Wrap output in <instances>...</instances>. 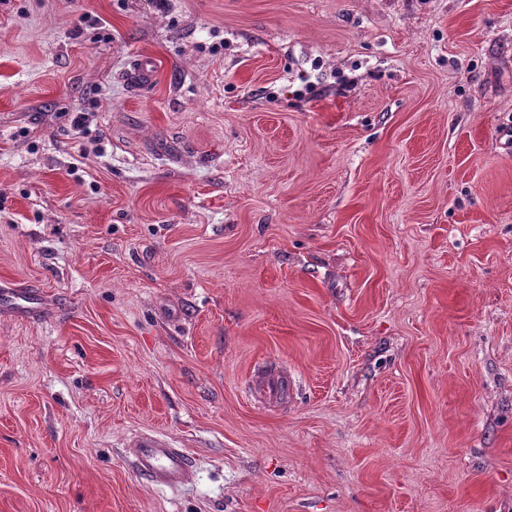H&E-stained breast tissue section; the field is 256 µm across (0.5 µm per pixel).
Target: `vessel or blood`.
<instances>
[{"label":"vessel or blood","instance_id":"b4317fda","mask_svg":"<svg viewBox=\"0 0 512 512\" xmlns=\"http://www.w3.org/2000/svg\"><path fill=\"white\" fill-rule=\"evenodd\" d=\"M37 305L35 295L14 288L0 289V309L32 310ZM127 454L137 474L159 488H178L184 485L192 470V461L182 449L160 436L135 439Z\"/></svg>","mask_w":512,"mask_h":512}]
</instances>
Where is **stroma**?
<instances>
[{
	"instance_id": "1",
	"label": "stroma",
	"mask_w": 512,
	"mask_h": 512,
	"mask_svg": "<svg viewBox=\"0 0 512 512\" xmlns=\"http://www.w3.org/2000/svg\"><path fill=\"white\" fill-rule=\"evenodd\" d=\"M0 286V512H512V0H0ZM156 68L152 60L137 56L133 59L130 74L136 84L150 85L155 78ZM37 298L30 293H24L14 288L0 289V309L2 310H33ZM137 474L159 488H178L189 479L192 461L181 448L160 436H143L126 448Z\"/></svg>"
}]
</instances>
